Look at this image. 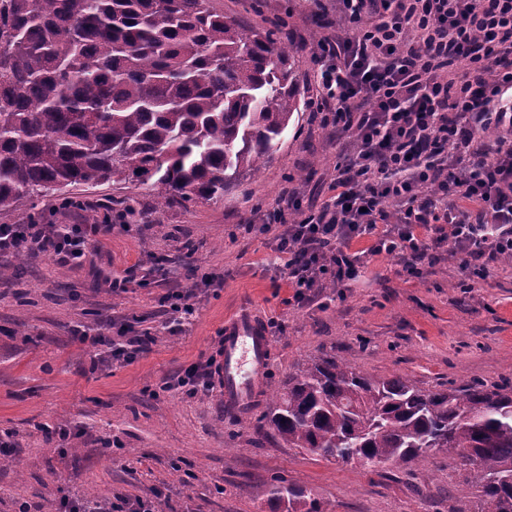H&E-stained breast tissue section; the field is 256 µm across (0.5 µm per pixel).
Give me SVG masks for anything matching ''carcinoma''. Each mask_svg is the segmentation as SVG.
<instances>
[{
  "instance_id": "carcinoma-1",
  "label": "carcinoma",
  "mask_w": 512,
  "mask_h": 512,
  "mask_svg": "<svg viewBox=\"0 0 512 512\" xmlns=\"http://www.w3.org/2000/svg\"><path fill=\"white\" fill-rule=\"evenodd\" d=\"M298 68L210 0H0V214L108 181L163 205L222 193L277 150ZM263 420L290 448L364 467L445 452L478 497L449 512H512V386L425 390L314 359ZM267 497L329 512L294 484Z\"/></svg>"
}]
</instances>
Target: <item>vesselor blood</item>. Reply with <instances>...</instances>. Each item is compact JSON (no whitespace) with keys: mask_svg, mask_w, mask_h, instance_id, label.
I'll return each mask as SVG.
<instances>
[{"mask_svg":"<svg viewBox=\"0 0 512 512\" xmlns=\"http://www.w3.org/2000/svg\"><path fill=\"white\" fill-rule=\"evenodd\" d=\"M271 340L249 310H241L224 326L219 394L227 408L247 406L262 378Z\"/></svg>","mask_w":512,"mask_h":512,"instance_id":"b4317fda","label":"vessel or blood"}]
</instances>
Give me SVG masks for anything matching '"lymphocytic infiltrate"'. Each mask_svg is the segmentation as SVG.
<instances>
[{"label": "lymphocytic infiltrate", "instance_id": "f902f5d3", "mask_svg": "<svg viewBox=\"0 0 512 512\" xmlns=\"http://www.w3.org/2000/svg\"><path fill=\"white\" fill-rule=\"evenodd\" d=\"M336 11L349 26L317 44L316 111L350 150L317 212L288 191L264 225L294 300L347 287L383 253L409 271L447 253L485 279L512 253V0H336ZM104 230L1 224L0 254L80 265Z\"/></svg>", "mask_w": 512, "mask_h": 512}]
</instances>
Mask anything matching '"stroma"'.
<instances>
[{
	"label": "stroma",
	"instance_id": "obj_1",
	"mask_svg": "<svg viewBox=\"0 0 512 512\" xmlns=\"http://www.w3.org/2000/svg\"><path fill=\"white\" fill-rule=\"evenodd\" d=\"M239 22L274 31L299 50L306 105L272 160L224 194L157 207L133 183L78 185L77 209L21 200L0 224H100L92 264L63 267L46 255H0V269L24 266L22 278H0V432L20 442L0 463V512L26 501L45 508L48 493L73 488L116 502L161 492L160 512H283L265 491L284 481L307 488L331 512H448L462 477L439 453L419 464L366 468L289 448L262 428L271 395L308 359L333 354L377 377L399 374L423 388L470 381L512 383V265H498L474 288L458 260L444 256L409 274L397 257L369 258L347 288H324L308 304L273 262L276 241L260 224L285 190L302 209L330 197L340 146L320 126L316 65L300 44L336 22L333 0H211ZM224 284L200 293L196 316L174 327L163 295L188 290L202 275ZM126 280L110 292L107 279ZM251 309L271 329V357L256 401L243 412L215 395L188 396L162 387L218 349L226 322ZM150 337L133 363L100 370L80 336H121L126 323ZM72 424L82 436L52 448L42 426Z\"/></svg>",
	"mask_w": 512,
	"mask_h": 512
}]
</instances>
